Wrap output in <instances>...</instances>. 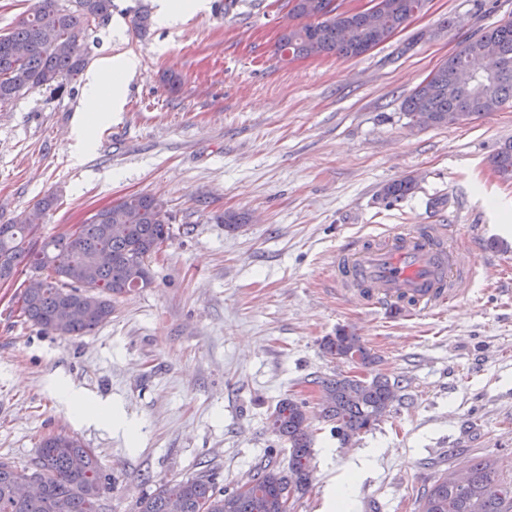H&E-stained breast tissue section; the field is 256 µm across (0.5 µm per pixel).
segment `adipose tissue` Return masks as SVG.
<instances>
[{"label":"adipose tissue","instance_id":"1","mask_svg":"<svg viewBox=\"0 0 512 512\" xmlns=\"http://www.w3.org/2000/svg\"><path fill=\"white\" fill-rule=\"evenodd\" d=\"M138 66V59L132 55L119 60L105 57L87 74L83 91L85 140H92L96 123L105 120L108 112L117 107L127 75L135 72Z\"/></svg>","mask_w":512,"mask_h":512}]
</instances>
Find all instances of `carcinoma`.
Here are the masks:
<instances>
[{"label": "carcinoma", "mask_w": 512, "mask_h": 512, "mask_svg": "<svg viewBox=\"0 0 512 512\" xmlns=\"http://www.w3.org/2000/svg\"><path fill=\"white\" fill-rule=\"evenodd\" d=\"M421 0H378L388 25L372 35L373 46L387 41L415 14ZM332 0H289L292 14L309 22L288 26L277 50L294 57L336 54L358 57L367 50L362 40L369 29L364 11L336 12ZM112 0H39L38 6L9 31L0 34V103L39 90L59 91L78 76L87 64L89 31L109 21ZM498 46L493 67L466 77L468 59L479 54L484 43ZM512 101V21L498 24L460 49L433 70L403 101V109L419 127L445 126L495 111ZM428 120L419 121L422 113ZM494 170L512 176V144L501 148L491 160ZM416 188L414 179L393 181L381 195L396 202ZM55 197L37 202L27 214L0 224V283L21 270L39 274L43 288L20 295L26 321L44 333L89 336L112 318V299L135 290L134 281L145 288L153 283L152 260L173 237L170 216L155 209L153 197L130 195L92 214L69 237H46L39 233ZM246 217L227 211L218 222L238 230ZM111 224H125L122 236L108 232ZM107 264L97 262L101 253ZM323 350L339 360L368 368L375 356L359 337L343 330L327 336ZM321 418L333 425L336 439L347 445L372 429L382 411L400 400L398 384L383 375L369 378L339 374L316 381ZM308 402L284 398L269 416V428L288 442V470L267 465L251 477L255 492L241 494L217 486L206 473L181 480H168L137 502V512H167L168 498L179 497L184 512H283L284 490L293 493L309 485L313 431L307 416ZM468 484L458 486L453 478L440 477L417 500V512H512V479L504 477L491 462L476 457L466 471ZM34 479L43 484V494L19 500L15 486ZM112 477L105 472L95 451L76 436L49 434L39 446L32 466L18 468L0 459V512H108L106 493Z\"/></svg>", "instance_id": "carcinoma-1"}]
</instances>
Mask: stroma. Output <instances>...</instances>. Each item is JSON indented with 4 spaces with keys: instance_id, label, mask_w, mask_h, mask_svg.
Masks as SVG:
<instances>
[{
    "instance_id": "1",
    "label": "stroma",
    "mask_w": 512,
    "mask_h": 512,
    "mask_svg": "<svg viewBox=\"0 0 512 512\" xmlns=\"http://www.w3.org/2000/svg\"><path fill=\"white\" fill-rule=\"evenodd\" d=\"M207 2L141 33L133 18L156 0H113L88 39L90 64L132 53L139 67L92 148L72 135L84 76L0 110V222L52 194L43 232L58 237L141 194L173 228L151 287L113 300L111 320L89 336L24 320L27 273L0 283V457L25 467L43 436L75 435L112 476L111 512H135L160 481L205 469L235 488L265 465L287 467L267 418L289 396L316 403L314 379L349 372L320 348L343 328L404 398L345 446L313 418L311 484L289 512H326L348 482L352 512H415L440 476L477 455L511 476L512 178L490 158L512 141V101L429 128L402 102L463 43L512 20V0H427L362 56L294 59L277 51L295 22L287 0ZM409 177L412 195L383 201L386 183ZM227 211L247 223L227 231L217 221ZM415 224L461 229L476 275L452 307L393 316L337 295L340 247ZM63 387L109 408L111 423L74 414Z\"/></svg>"
}]
</instances>
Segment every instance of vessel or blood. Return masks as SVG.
<instances>
[{
    "instance_id": "b4317fda",
    "label": "vessel or blood",
    "mask_w": 512,
    "mask_h": 512,
    "mask_svg": "<svg viewBox=\"0 0 512 512\" xmlns=\"http://www.w3.org/2000/svg\"><path fill=\"white\" fill-rule=\"evenodd\" d=\"M455 224L388 228L368 242L338 250L337 292L362 309L430 310L455 302L472 273L463 250L449 247Z\"/></svg>"
}]
</instances>
